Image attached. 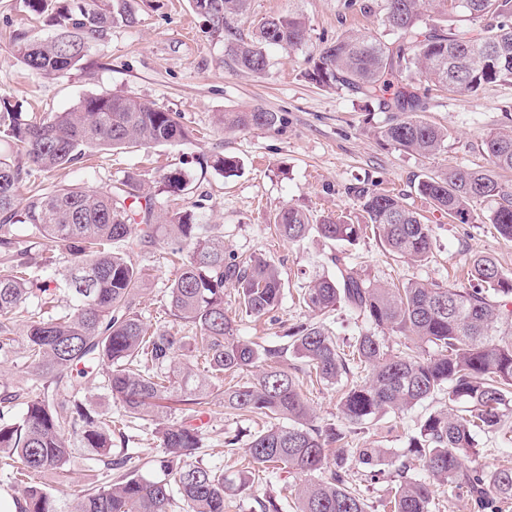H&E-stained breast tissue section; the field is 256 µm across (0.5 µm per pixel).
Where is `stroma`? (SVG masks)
Instances as JSON below:
<instances>
[{"mask_svg": "<svg viewBox=\"0 0 512 512\" xmlns=\"http://www.w3.org/2000/svg\"><path fill=\"white\" fill-rule=\"evenodd\" d=\"M137 22L116 24L108 40L92 44L80 67L57 76H44L24 68L17 60L11 38L25 32L41 38L55 33L44 18L31 15L22 0H0V100L25 112L49 116L72 109L80 100L101 92H121L155 103L176 113L191 137L180 145L101 150L94 164L74 163L43 173L42 189L51 192L79 185L105 190L128 173L156 189L164 173L179 170L188 185L178 196L158 193L156 206L196 207L201 222L217 225L228 253L255 255L275 261L284 297L272 317L260 320L241 314L234 285L224 288V304L235 317L240 336L265 345H278L285 328L299 324L309 313L298 302V292L315 273H330L331 254L345 249L357 272L374 283L423 281L444 286L463 284L462 273L472 256L493 257L512 271V242L494 225L460 224L434 210L412 189L416 176L440 173L452 167H484L488 161L478 145L489 129L512 125V84H490L477 92L438 94L427 114L430 121L448 128L444 150L428 157L401 152L380 138L376 130L388 119L377 103L347 90H329L308 79L310 59L324 41L353 29L368 35L383 32L380 0H365L371 12H348L343 0H250L238 20L241 33L252 30L262 17L301 11L307 23L305 40L297 48L269 51V66L261 75L238 70L231 63L223 34L214 32L197 15L190 0H127ZM262 108L278 113L275 128L228 129L224 113ZM218 155L236 157L238 170L215 172ZM360 190H386L405 196L426 217L433 235L427 261L414 263L390 255L372 232L359 242L342 247L310 234L300 242L282 240L274 231L273 217L293 205L312 216L343 218L352 224L363 217L356 198ZM167 240L139 251L137 261L147 277L138 296V309L151 328L188 335L171 315L165 288L175 270L163 258ZM428 400L400 414L383 416L359 436L360 441L388 449L400 457L418 422L440 408ZM204 435L198 456L203 463L234 473L246 468V448L262 420L250 421L226 410L214 398L202 420ZM137 420L128 423V445L114 443L113 453H128L139 474L151 478L149 460L161 452L160 442ZM512 448V414L498 431L479 434L477 451L466 464L493 469L506 464L504 449ZM248 486L225 498L224 512H256V498L272 496L281 512H293L292 492L299 475L247 470Z\"/></svg>", "mask_w": 512, "mask_h": 512, "instance_id": "obj_1", "label": "stroma"}]
</instances>
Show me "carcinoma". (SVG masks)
Wrapping results in <instances>:
<instances>
[{"instance_id": "1", "label": "carcinoma", "mask_w": 512, "mask_h": 512, "mask_svg": "<svg viewBox=\"0 0 512 512\" xmlns=\"http://www.w3.org/2000/svg\"><path fill=\"white\" fill-rule=\"evenodd\" d=\"M249 0H192L229 42L233 64L260 75L267 70V49H293L306 34L297 12L261 18L243 35L235 21ZM460 12L471 26L445 25L448 12ZM57 33L50 39H13L26 68L56 75L82 64L90 46L109 36L118 22H137L126 0H76L56 8ZM385 22L393 37L382 40L347 30L313 59L309 76L318 85L347 89L378 102L391 113L380 137L400 151L434 156L445 147L448 129L426 118L429 89L416 78L454 94L474 93L486 85L512 83V0H385ZM279 116L260 108L226 112V127H275ZM0 134L12 138L18 160L0 157V357L15 353L16 318L28 314L24 336L25 367L35 384L0 396V456L18 463L10 476L21 487L23 512H224V497L245 487L243 474L226 475L194 459L203 432L194 424L209 411L216 383L224 376L252 371L254 378L224 389V407L240 416L266 417L273 423L252 435L250 465L288 470L304 477L294 490L295 512H369L356 481L387 482L392 512H432L435 487L446 484L468 497L477 512H502L512 501V466L489 470L467 466L477 433L497 431L512 409V274L494 258L469 263L466 286L443 287L420 281L391 287L363 279L348 257L331 256L336 275H320L304 288L302 300L312 318L288 329L285 343L263 347L236 334V320L224 307V286L236 288L238 308L260 318L283 298L280 273L271 260L240 258L224 252V236L197 222L192 210L156 212L155 194L129 174L97 192L65 187L30 190L17 209L21 184H35L40 173L83 159L102 149L180 144L188 130L175 114L155 103L117 92L86 97L68 112L39 121L0 104ZM478 149L489 169L456 168L424 174L416 193L437 211L462 224L487 220L512 241V193L494 170H512V125L493 129ZM162 191L187 188L185 175L169 172ZM487 200L486 215L471 203ZM359 207L379 241L393 255L423 262L432 251L430 225L405 198L383 191L357 192ZM30 226L29 239L12 231ZM280 237L299 242L311 232L350 245L363 228L288 205L273 218ZM169 227L171 254L178 259L167 287V304L180 322L199 334L187 348L186 337L168 330L149 331L137 310L144 278L136 251L156 245ZM126 243L123 252L114 244ZM65 257L70 267L56 280L53 268ZM345 306L371 328L346 343L317 316ZM402 342L394 348L389 337ZM293 352L303 362L291 370L263 363ZM106 362L105 386L126 416L152 422L161 454L153 460L155 479L129 467L131 457L112 456L126 433L98 412L85 391L99 385L91 367ZM369 369L364 380L354 377ZM337 384L342 425L320 424L303 391L300 374ZM437 395L444 407L429 414L409 438V456L385 474L377 468L385 448L350 444L346 429L362 428L388 414H399ZM19 415H12L15 406ZM178 406L184 419H165ZM77 448L85 459L103 463L106 481L56 496L30 481L47 471L64 472Z\"/></svg>"}]
</instances>
